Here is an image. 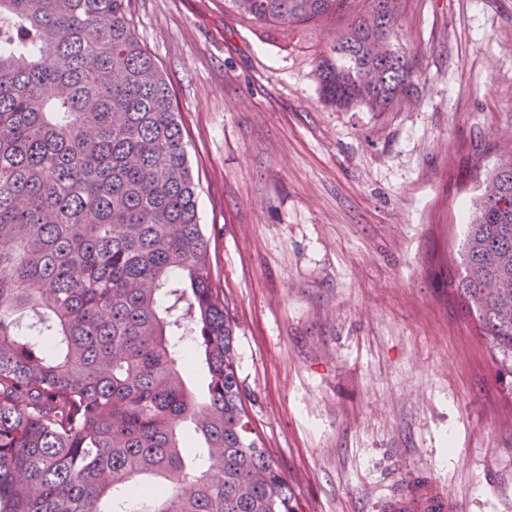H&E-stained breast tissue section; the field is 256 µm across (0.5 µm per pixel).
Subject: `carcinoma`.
<instances>
[{
	"label": "carcinoma",
	"instance_id": "obj_1",
	"mask_svg": "<svg viewBox=\"0 0 512 512\" xmlns=\"http://www.w3.org/2000/svg\"><path fill=\"white\" fill-rule=\"evenodd\" d=\"M354 2L224 0L266 37L344 22L322 99L389 112L417 76L401 0ZM131 5L0 0V512H295L251 427L185 131ZM448 291L512 368V148ZM186 342H189L191 357L189 362L184 360V365L186 364L185 368L188 372L192 385L198 390H203L206 388L208 381L207 369L202 362L200 351L194 347V344L191 341L188 340Z\"/></svg>",
	"mask_w": 512,
	"mask_h": 512
}]
</instances>
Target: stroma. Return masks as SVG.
<instances>
[{
	"label": "stroma",
	"mask_w": 512,
	"mask_h": 512,
	"mask_svg": "<svg viewBox=\"0 0 512 512\" xmlns=\"http://www.w3.org/2000/svg\"><path fill=\"white\" fill-rule=\"evenodd\" d=\"M200 180L238 376L296 512H389L423 478L457 512H512V371L441 262L512 145V0H404L412 101L322 102L328 31L260 41L224 0H134Z\"/></svg>",
	"instance_id": "35a3bbf8"
}]
</instances>
